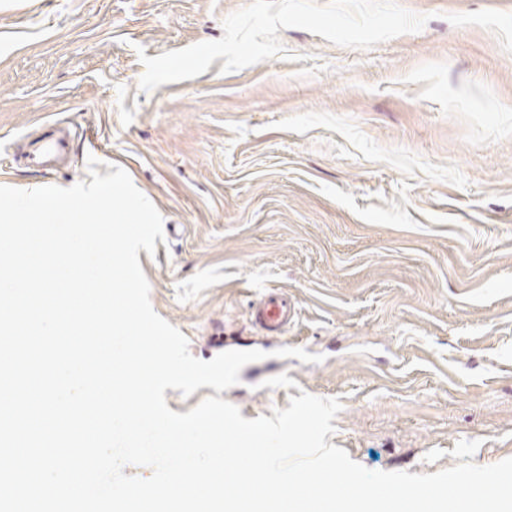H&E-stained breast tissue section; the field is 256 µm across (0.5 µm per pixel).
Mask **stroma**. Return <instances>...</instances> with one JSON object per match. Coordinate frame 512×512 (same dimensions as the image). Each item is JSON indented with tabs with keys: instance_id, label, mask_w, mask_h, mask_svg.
Listing matches in <instances>:
<instances>
[{
	"instance_id": "35a3bbf8",
	"label": "stroma",
	"mask_w": 512,
	"mask_h": 512,
	"mask_svg": "<svg viewBox=\"0 0 512 512\" xmlns=\"http://www.w3.org/2000/svg\"><path fill=\"white\" fill-rule=\"evenodd\" d=\"M251 0H0V186L122 167L165 239L140 252L154 311L208 361H258L217 394L244 418L300 392L343 405L328 444L374 471L512 457V0H398L423 30L369 50L299 28L286 56L143 91L141 57L223 35ZM71 124L65 163L24 159ZM278 289L285 334L250 306ZM287 374L294 387L265 381Z\"/></svg>"
}]
</instances>
